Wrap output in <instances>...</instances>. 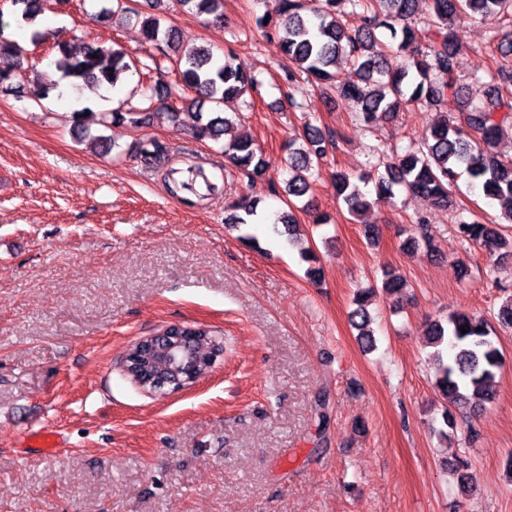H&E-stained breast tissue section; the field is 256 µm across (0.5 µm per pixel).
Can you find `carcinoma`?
<instances>
[{
    "label": "carcinoma",
    "mask_w": 512,
    "mask_h": 512,
    "mask_svg": "<svg viewBox=\"0 0 512 512\" xmlns=\"http://www.w3.org/2000/svg\"><path fill=\"white\" fill-rule=\"evenodd\" d=\"M164 0H149L150 11L140 13L145 41L177 49L181 32L166 24L159 11ZM178 4L197 15H208L223 22L224 0H177ZM351 11H344V3ZM428 8L429 44L423 49L413 46L414 29L409 20L415 15L419 0H318L307 8L302 0H279L276 16L261 24L266 34L280 39L288 60L285 80L288 99H293L296 76L321 88L336 87L340 95L351 101L356 119L370 128L377 122L394 117L401 106L423 105L439 111V119L416 144L395 158L377 177L374 195L362 191L358 182L363 177L338 171L333 175L336 196L352 215L374 206L380 200L402 190L424 197L432 204L446 208L452 204L454 187L460 172L467 173L483 194L498 201L500 215L491 223L478 219H458L455 231L467 242H479L496 256V261L512 259V234L504 233V225L512 227V156L496 150L504 132H512V96H504L501 88L512 85V67L503 63L483 68L487 78L489 103L465 100L457 77L454 27L463 18L499 20L505 9L512 10V0H424ZM13 19L31 26L46 10V0H10ZM124 10L122 0H104L92 20H112L116 11ZM6 24L0 13V56L16 59L23 66L24 49L4 36ZM55 66L62 78L76 90L114 87L120 75L136 66L126 60L121 49L88 43L82 55L75 56L65 40L54 42ZM182 86L196 97L191 106L209 104V111L196 113L192 137L196 140L219 141L232 125V118L222 112L224 103L258 90L256 75L234 64L233 56L217 57L208 47L174 60ZM161 85L154 82L142 86L144 108L115 109L103 116V126L138 128L150 123V110L161 98ZM22 91L13 70H0V92L20 95ZM329 136L319 131L304 135L303 143L288 144V195L300 198L311 189L307 173L326 154ZM224 155L244 176L252 178L268 167L265 154L254 143L235 137L224 144ZM225 223L231 230L252 224L259 216L258 202L241 200L227 207ZM416 231L409 234L404 246L420 243L431 246L423 232V218L414 220ZM406 287L403 278L391 271L383 273L382 290L396 294ZM356 308L351 311L352 327L363 350L376 347L371 329L372 317L363 293H357ZM466 333H461L460 328ZM194 347L200 360H210L223 344L210 330L196 326ZM435 369V388L443 401L459 413L473 412L494 399L493 383L503 365L499 348L490 337L486 323L465 313H452L445 321L435 320L425 330Z\"/></svg>",
    "instance_id": "1"
}]
</instances>
